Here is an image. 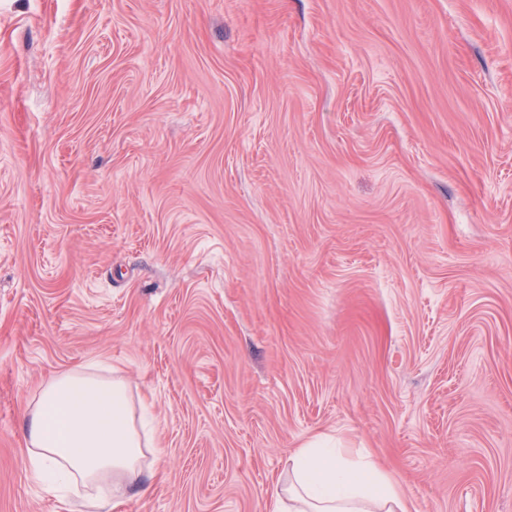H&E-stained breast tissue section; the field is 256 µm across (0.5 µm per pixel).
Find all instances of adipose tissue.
Instances as JSON below:
<instances>
[{
  "mask_svg": "<svg viewBox=\"0 0 512 512\" xmlns=\"http://www.w3.org/2000/svg\"><path fill=\"white\" fill-rule=\"evenodd\" d=\"M123 380L92 364L49 378L30 406L28 456L63 492L92 490L100 509L127 490L150 486L143 475L157 456ZM289 480L272 494L271 512H412L393 478L370 459L354 458L322 434L288 460Z\"/></svg>",
  "mask_w": 512,
  "mask_h": 512,
  "instance_id": "obj_1",
  "label": "adipose tissue"
}]
</instances>
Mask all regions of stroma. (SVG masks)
<instances>
[{
    "label": "stroma",
    "instance_id": "1",
    "mask_svg": "<svg viewBox=\"0 0 512 512\" xmlns=\"http://www.w3.org/2000/svg\"><path fill=\"white\" fill-rule=\"evenodd\" d=\"M92 363L161 450L111 512L320 433L512 512V0H0V512H72L24 429Z\"/></svg>",
    "mask_w": 512,
    "mask_h": 512
}]
</instances>
